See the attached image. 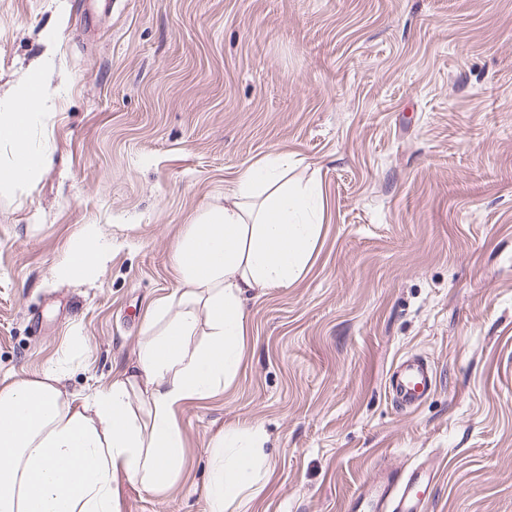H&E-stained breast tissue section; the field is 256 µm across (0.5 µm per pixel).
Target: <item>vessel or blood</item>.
I'll use <instances>...</instances> for the list:
<instances>
[{
    "label": "vessel or blood",
    "mask_w": 512,
    "mask_h": 512,
    "mask_svg": "<svg viewBox=\"0 0 512 512\" xmlns=\"http://www.w3.org/2000/svg\"><path fill=\"white\" fill-rule=\"evenodd\" d=\"M434 385L432 365L417 356L402 357L389 377L392 399L404 411L417 408ZM429 484L430 474L421 465L406 472L392 468L379 471L350 501L347 512H424L421 490Z\"/></svg>",
    "instance_id": "obj_1"
}]
</instances>
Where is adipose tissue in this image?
Here are the masks:
<instances>
[{"label": "adipose tissue", "mask_w": 512, "mask_h": 512, "mask_svg": "<svg viewBox=\"0 0 512 512\" xmlns=\"http://www.w3.org/2000/svg\"><path fill=\"white\" fill-rule=\"evenodd\" d=\"M49 99L42 81L0 97V137L14 148L0 188L46 167L28 130ZM289 162L281 152L248 165L223 205L194 219L176 250L178 287L155 303L133 359L107 387L74 398L53 371L0 382V512H117L119 479L149 492L172 484L183 462L177 409L236 375L248 333L244 295L296 284L321 234L323 207L284 182ZM258 187L265 196L254 204ZM200 329L203 346L191 342ZM264 441L255 427L244 446L212 448L208 512H226L258 481Z\"/></svg>", "instance_id": "adipose-tissue-1"}]
</instances>
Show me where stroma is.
Listing matches in <instances>:
<instances>
[{"mask_svg":"<svg viewBox=\"0 0 512 512\" xmlns=\"http://www.w3.org/2000/svg\"><path fill=\"white\" fill-rule=\"evenodd\" d=\"M47 167L0 190V381L89 396L128 363L195 216L285 152L327 213L292 287L245 298L234 379L179 412L183 466L119 512H206L210 450L265 433L230 512H346L426 463L425 512H512V0H0V96L46 40ZM104 268L61 283L72 252ZM437 370L409 413L390 371Z\"/></svg>","mask_w":512,"mask_h":512,"instance_id":"35a3bbf8","label":"stroma"}]
</instances>
